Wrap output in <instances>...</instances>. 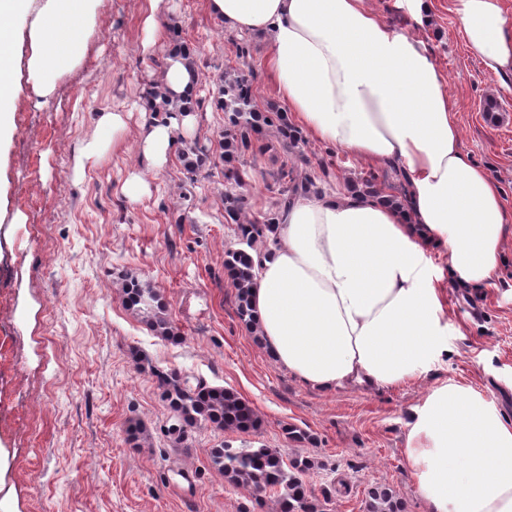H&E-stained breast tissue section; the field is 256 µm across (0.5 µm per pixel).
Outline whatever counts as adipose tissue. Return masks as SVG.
<instances>
[{
    "label": "adipose tissue",
    "instance_id": "ef3b65f1",
    "mask_svg": "<svg viewBox=\"0 0 512 512\" xmlns=\"http://www.w3.org/2000/svg\"><path fill=\"white\" fill-rule=\"evenodd\" d=\"M96 0H0V147L17 87L16 19L34 15L31 68L42 93L79 57ZM225 28L268 36L265 67L280 102L314 140L397 169L404 207L368 193L297 197L278 215L253 289L254 320L275 363L306 385L392 387L445 352V284L495 286L512 213L461 144L443 74L419 42L365 0H208ZM458 32L484 70L512 74V17L502 0H454ZM181 114L151 125L144 157L163 165ZM440 253L444 265L431 255ZM406 465L430 512H512V423L472 387L432 386L406 421Z\"/></svg>",
    "mask_w": 512,
    "mask_h": 512
}]
</instances>
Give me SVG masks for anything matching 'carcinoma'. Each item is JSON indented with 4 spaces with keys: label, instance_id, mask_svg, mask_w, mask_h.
<instances>
[{
    "label": "carcinoma",
    "instance_id": "cac0c4a2",
    "mask_svg": "<svg viewBox=\"0 0 512 512\" xmlns=\"http://www.w3.org/2000/svg\"><path fill=\"white\" fill-rule=\"evenodd\" d=\"M160 99L158 112H190L191 98L183 100L164 90L156 93ZM221 109L224 110V136L219 142L224 159V219L234 225L235 242L225 252L224 275L235 289L239 319L259 340L254 327L250 302L258 266L254 255L268 249L274 240L275 225L281 209L295 198L311 193L315 182L311 176H301L295 168L284 170L278 180L282 184L279 196L265 213L252 214L247 208L245 190L253 175L241 162L253 148V140L271 127L276 130L282 150L293 153L302 140V133L293 128L284 112H262L255 102L251 85L241 76L224 73ZM126 307L143 313L156 334L175 340L166 316L167 304L156 291L146 287L138 277L128 276L122 283ZM160 397L168 409L180 415L189 429L210 426L232 433H250L259 427L254 409L236 391L199 382L191 387L175 370L154 369ZM212 458L224 480L235 488L254 493L276 492V512H320V506L307 478L313 473L315 461L295 454L284 458L275 448L251 445L234 448L228 444L212 449ZM365 512H403V505L384 485H375L367 493Z\"/></svg>",
    "mask_w": 512,
    "mask_h": 512
}]
</instances>
